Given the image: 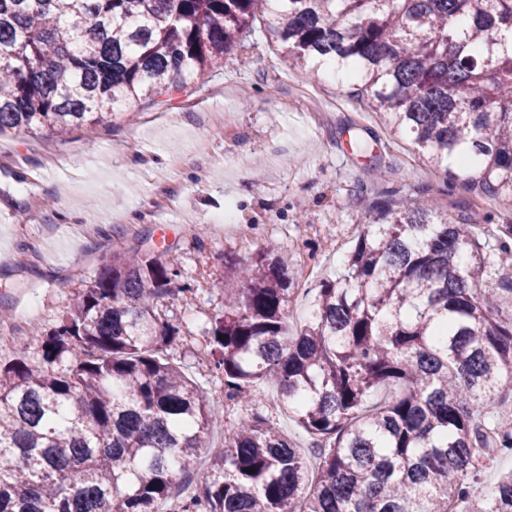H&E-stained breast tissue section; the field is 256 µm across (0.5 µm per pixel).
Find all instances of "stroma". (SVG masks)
<instances>
[{
	"label": "stroma",
	"mask_w": 512,
	"mask_h": 512,
	"mask_svg": "<svg viewBox=\"0 0 512 512\" xmlns=\"http://www.w3.org/2000/svg\"><path fill=\"white\" fill-rule=\"evenodd\" d=\"M425 193L479 230L512 224V201L446 185L407 136L390 129L349 84L276 55L262 35L204 71L189 93L143 98L104 120L97 135L74 129L0 134V362L27 339L42 360L44 334L117 253L170 250L179 275L158 304L181 342L172 361L209 394L208 448L246 415L212 373L206 338L237 288L230 259L288 255L290 324L311 320L320 283L343 270L370 205L393 193ZM231 210L230 224L212 216ZM265 418L305 458L311 436L266 390Z\"/></svg>",
	"instance_id": "stroma-1"
}]
</instances>
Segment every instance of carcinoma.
Returning <instances> with one entry per match:
<instances>
[{"mask_svg": "<svg viewBox=\"0 0 512 512\" xmlns=\"http://www.w3.org/2000/svg\"><path fill=\"white\" fill-rule=\"evenodd\" d=\"M262 14L282 55L344 70L449 181L512 200V0H0V132H94L224 65ZM372 211L299 333L288 260L227 261L243 288L209 346L225 394L253 410L182 512H512V475L476 487L484 461L512 455V418L490 419L512 397V287H480L475 225L434 199ZM497 241L511 261L512 224ZM178 275L166 251L119 253L42 362L16 341L0 364V512H160L206 451L207 393L159 356L181 339L155 314ZM263 384L315 440L316 481L259 411Z\"/></svg>", "mask_w": 512, "mask_h": 512, "instance_id": "cac0c4a2", "label": "carcinoma"}]
</instances>
